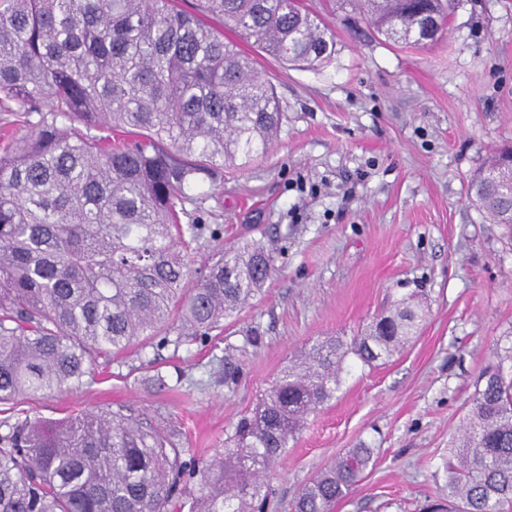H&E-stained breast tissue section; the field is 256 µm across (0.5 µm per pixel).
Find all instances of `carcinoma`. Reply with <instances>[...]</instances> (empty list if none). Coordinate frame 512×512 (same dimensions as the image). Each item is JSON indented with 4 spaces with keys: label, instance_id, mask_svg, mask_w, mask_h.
<instances>
[{
    "label": "carcinoma",
    "instance_id": "carcinoma-1",
    "mask_svg": "<svg viewBox=\"0 0 512 512\" xmlns=\"http://www.w3.org/2000/svg\"><path fill=\"white\" fill-rule=\"evenodd\" d=\"M382 34L415 44L447 25V0H351ZM425 11L429 32L419 18ZM229 29L284 64L317 66L335 34L305 0H0V111L31 132L0 151V402L83 383L134 346L178 355L205 343L274 272L255 242L217 251L192 281L183 248L217 228L181 222L188 190L263 154L282 119L274 86ZM133 139L78 132L74 123ZM512 150L469 182L512 239ZM401 301L346 343L318 342L201 462L145 419L82 411L3 422L0 512H269L264 474L330 400L352 354L371 365L415 335ZM477 381L448 468V501L424 512L512 507V370ZM372 449L351 448L295 495L291 512H331Z\"/></svg>",
    "mask_w": 512,
    "mask_h": 512
}]
</instances>
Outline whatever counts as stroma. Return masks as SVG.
<instances>
[{
    "mask_svg": "<svg viewBox=\"0 0 512 512\" xmlns=\"http://www.w3.org/2000/svg\"><path fill=\"white\" fill-rule=\"evenodd\" d=\"M308 3L334 54L299 68L240 41L284 118L265 155L204 180L182 216L225 247L273 249L272 277L207 343L174 358L129 349L82 386L0 404V422L124 407L206 460L293 357L410 298L416 335L377 365L350 359L267 479L290 512L303 484L363 444L374 464L332 512H421L446 492L479 376L512 347V240L467 194L512 146V0H452L445 36L425 46L388 40L343 0Z\"/></svg>",
    "mask_w": 512,
    "mask_h": 512,
    "instance_id": "obj_1",
    "label": "stroma"
}]
</instances>
